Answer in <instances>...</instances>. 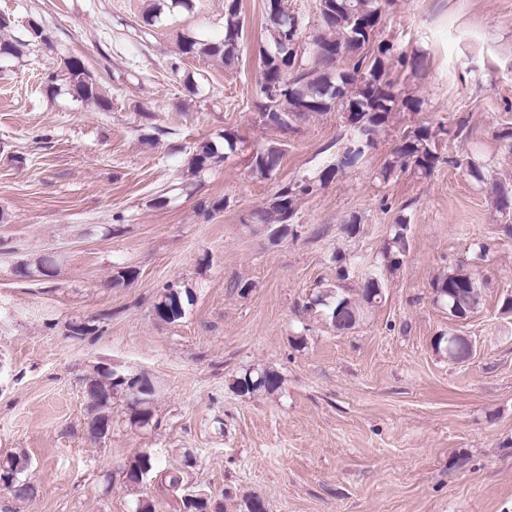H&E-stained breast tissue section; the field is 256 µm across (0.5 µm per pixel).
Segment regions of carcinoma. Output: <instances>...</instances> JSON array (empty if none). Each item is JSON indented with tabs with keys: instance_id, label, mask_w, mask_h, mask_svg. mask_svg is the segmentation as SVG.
<instances>
[{
	"instance_id": "carcinoma-1",
	"label": "carcinoma",
	"mask_w": 512,
	"mask_h": 512,
	"mask_svg": "<svg viewBox=\"0 0 512 512\" xmlns=\"http://www.w3.org/2000/svg\"><path fill=\"white\" fill-rule=\"evenodd\" d=\"M281 0H267L268 21L273 47L263 51L262 80L260 94L266 100L262 117L280 129H288L291 123L310 114L336 111L342 114L345 123L354 131V138L343 154L336 156V163L326 168L320 178L325 183L337 173L356 166L365 149L370 147L377 134L385 127L397 110L412 112L421 110L422 101L413 97H401L393 91L389 79L394 65L420 73L425 67L420 54L406 55L392 53V46L381 44L377 54L365 51L370 37L378 29L382 13L381 0H319V16L324 29L335 36L321 34L302 47L299 35L301 22L292 15L280 18L272 14V3ZM224 38L221 41H203L190 35L178 38L179 57H209L227 67L238 59L242 25L240 24V0H224ZM49 45L48 38L37 42L32 37L25 40L0 39V59L6 60L22 54L25 47ZM320 44L323 52L313 57L312 46ZM340 58L350 61L347 69H333ZM61 82L68 90L82 100H92L106 108L108 100L101 93V86L95 75L84 63L75 57H64L57 62L56 69L47 76L46 89L55 90V83ZM395 161L386 163L380 171L386 181L396 167L410 166L415 172L429 176L441 162L437 147V134L426 124L419 125L403 136L395 148ZM282 153L275 146L267 147L255 154L251 171L259 177H267L280 165ZM224 160V154L213 141L197 145L191 156L187 174L195 175ZM448 164L459 168L478 185L492 181V206L506 219L505 234L512 238V182L494 177L492 162L469 153L448 159ZM313 190L308 184L298 189L285 185L278 189L268 203L253 212L258 225H278V230H289L294 218L296 192ZM407 221L400 218L393 225L391 236L381 250L383 265L391 271L398 270L409 250ZM336 264V278L346 280L356 269L355 263L342 253L332 256ZM55 255L51 252L39 257L35 264L20 262L15 272L24 277L33 274L31 267L43 276H51L55 270ZM482 282L477 269L464 265L451 267L438 275L432 289L435 301L448 309L453 319H465L477 312L482 305ZM191 289L175 284L162 288L153 304L154 316L165 323L181 319L185 313V302L191 300ZM385 299V286L381 275L375 271L361 274L360 288L354 295L345 294L332 285L325 286L314 298V305L327 309L328 318L338 332L348 331L358 325L364 309L378 306ZM436 352L450 361H460L470 356L468 347L457 334L435 338ZM282 383L274 370H247L232 383V389L242 395L257 392L271 394ZM139 385L138 401L128 405L130 422L141 427L152 418L151 405L157 393L153 379L144 373H119L105 367L96 370V375L85 380L84 396L96 407L101 421L107 423V430L89 437L102 442L112 434V398L119 392L127 393L133 385ZM30 461L24 453H11L0 459V479L7 483L0 485L18 499H28L37 493L36 485L27 478ZM158 469V462L148 453H140L124 465L125 481L138 483L137 474H152ZM185 512H212L220 507H211L210 499L201 494L194 501H183Z\"/></svg>"
}]
</instances>
